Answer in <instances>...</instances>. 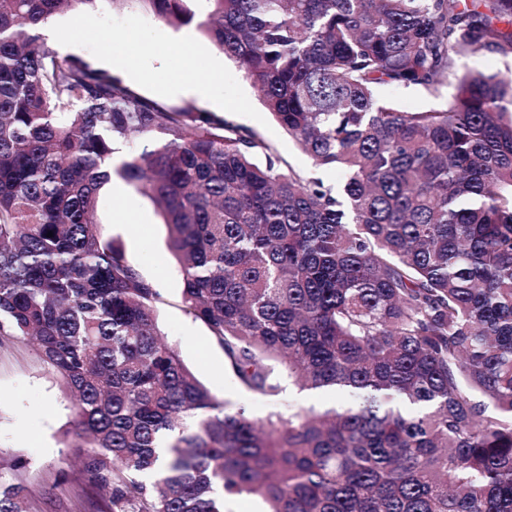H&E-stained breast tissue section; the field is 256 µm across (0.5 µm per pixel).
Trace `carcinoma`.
<instances>
[{
	"label": "carcinoma",
	"mask_w": 512,
	"mask_h": 512,
	"mask_svg": "<svg viewBox=\"0 0 512 512\" xmlns=\"http://www.w3.org/2000/svg\"><path fill=\"white\" fill-rule=\"evenodd\" d=\"M102 0H0V340L32 339L75 400L106 512H512V0H107L196 24L332 183L191 103L148 100L45 46ZM384 87L438 97L405 111ZM138 136L143 149L114 162ZM148 195L182 310L246 391L352 404L259 422L163 338L164 298L102 231ZM53 236H47L48 232ZM0 512L26 488L3 477ZM458 65L462 71L468 70L485 74H508L507 67L503 60L492 54L465 56L459 60Z\"/></svg>",
	"instance_id": "1"
}]
</instances>
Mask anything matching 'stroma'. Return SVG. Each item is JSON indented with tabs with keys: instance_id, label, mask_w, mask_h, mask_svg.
Segmentation results:
<instances>
[{
	"instance_id": "stroma-1",
	"label": "stroma",
	"mask_w": 512,
	"mask_h": 512,
	"mask_svg": "<svg viewBox=\"0 0 512 512\" xmlns=\"http://www.w3.org/2000/svg\"><path fill=\"white\" fill-rule=\"evenodd\" d=\"M50 26L66 32L67 39L47 38L48 46H63L93 66L111 71L150 100L191 103L223 115L272 144L296 171L312 172L309 157L272 119L250 80L195 25L174 28L139 7L115 9L103 2L77 15L61 14ZM185 49L191 51L198 70L222 72L220 91L203 95L181 88L180 57ZM101 195L97 218L103 230L123 241L129 260L165 295L159 326L166 340L219 399L234 407L247 406L257 419L335 404L337 396L330 391L289 388L274 399L243 391L206 327L180 307L182 278L154 202L119 179L107 184ZM73 420V404L60 376L43 362L35 346L23 340L0 343V452L23 460L11 477L28 490L27 512H105L103 498L79 466L82 450L72 434ZM62 471L69 475L63 483L57 480Z\"/></svg>"
}]
</instances>
